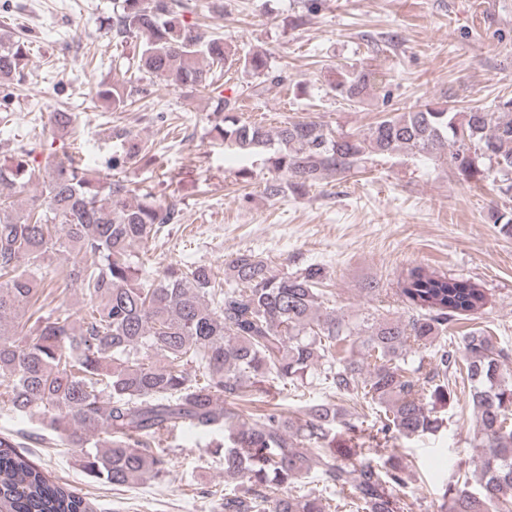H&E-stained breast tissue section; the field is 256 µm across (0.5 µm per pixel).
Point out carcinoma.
I'll return each instance as SVG.
<instances>
[{"label":"carcinoma","mask_w":512,"mask_h":512,"mask_svg":"<svg viewBox=\"0 0 512 512\" xmlns=\"http://www.w3.org/2000/svg\"><path fill=\"white\" fill-rule=\"evenodd\" d=\"M181 0H118L109 27L122 43L136 39L128 68L213 95L221 116L210 134L234 153L269 150L286 177L267 183L271 196L303 193L322 175H349L373 156H436L465 182L512 174V97L493 110L427 102L388 115L358 134H333L316 120L271 131L243 122L236 100L214 88V69L228 66L279 82L266 54L206 37L180 18ZM30 42L0 33V84L21 83ZM372 89L362 69H340L333 90L352 103ZM146 89L115 80L96 95L122 111ZM122 150L106 170L61 162L26 208L15 209L35 171L36 148L0 161V403L39 419L74 448L84 471L114 487L170 474L169 436L184 428L221 433L224 486L210 491L223 512H406L414 495L406 465L389 442L435 432L439 405L454 400L448 374L465 371L481 449L479 489L457 463L442 488L441 512H512V375L508 349L472 329L453 346L448 327L473 320L487 304L467 279L424 266L408 271L399 296L406 318L350 321L325 311L328 291L319 264L275 274L251 253L237 254L216 283L211 267L185 262L161 276L144 275L134 250L180 221L177 204L131 190L112 171L145 159L147 142L113 127ZM74 255L47 278L51 255ZM77 285L87 299L76 317L42 313L51 285ZM360 339L361 358L349 354ZM162 358L155 363L152 354ZM317 380L333 394L361 399L371 420L346 418L330 398L302 406L293 426L267 403L249 423L236 406L266 385L299 397ZM313 476L321 486L289 489ZM0 512H93L70 484L37 465L14 433H0Z\"/></svg>","instance_id":"cac0c4a2"}]
</instances>
